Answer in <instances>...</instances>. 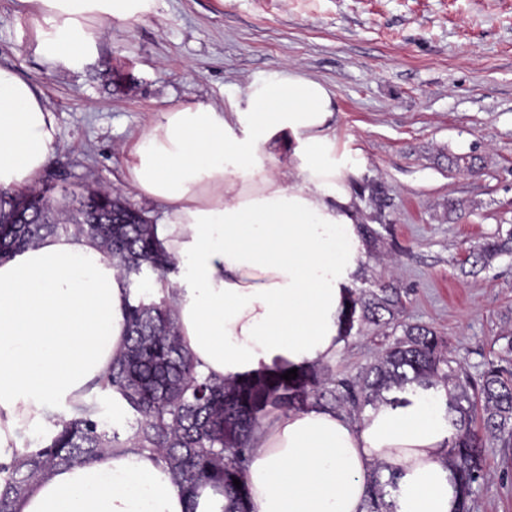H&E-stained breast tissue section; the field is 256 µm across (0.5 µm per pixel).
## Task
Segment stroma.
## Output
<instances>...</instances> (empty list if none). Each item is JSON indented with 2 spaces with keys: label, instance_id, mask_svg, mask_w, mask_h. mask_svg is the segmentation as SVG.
<instances>
[{
  "label": "stroma",
  "instance_id": "stroma-1",
  "mask_svg": "<svg viewBox=\"0 0 512 512\" xmlns=\"http://www.w3.org/2000/svg\"><path fill=\"white\" fill-rule=\"evenodd\" d=\"M21 0H0V67L41 93L59 146L40 179L52 207L87 187L141 209L162 204L126 183L125 144L155 112L227 104L287 69L335 94L339 142L361 149L390 198L391 226L367 245L362 288L401 290L396 321L428 325L471 374L512 332V255L484 270L468 247L512 230V0H156L152 13L104 24L91 60L54 67L35 51ZM477 156L476 174L449 165ZM375 327L353 328L330 365L356 377L380 353ZM471 512H512V447L485 441Z\"/></svg>",
  "mask_w": 512,
  "mask_h": 512
}]
</instances>
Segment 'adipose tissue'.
Returning a JSON list of instances; mask_svg holds the SVG:
<instances>
[{"label": "adipose tissue", "instance_id": "obj_1", "mask_svg": "<svg viewBox=\"0 0 512 512\" xmlns=\"http://www.w3.org/2000/svg\"><path fill=\"white\" fill-rule=\"evenodd\" d=\"M47 62L78 69L100 23L131 21L154 0H23ZM332 93L288 72L246 86L230 108L209 102L156 114L127 148L126 177L163 202L154 227L178 277L154 283L183 346L216 378L330 363L346 302L366 261L353 192L359 150L338 147ZM58 143L53 112L0 68V192L33 187ZM298 181L286 183L281 165ZM129 292L117 259L84 235H48L0 259V464L24 438L90 404L125 350ZM446 390L402 396L359 421L312 406L273 411L243 474L248 512H364L378 467L395 472L394 512H460L447 461L455 430ZM202 489L190 506L157 454L112 452L38 478L15 512H224Z\"/></svg>", "mask_w": 512, "mask_h": 512}]
</instances>
